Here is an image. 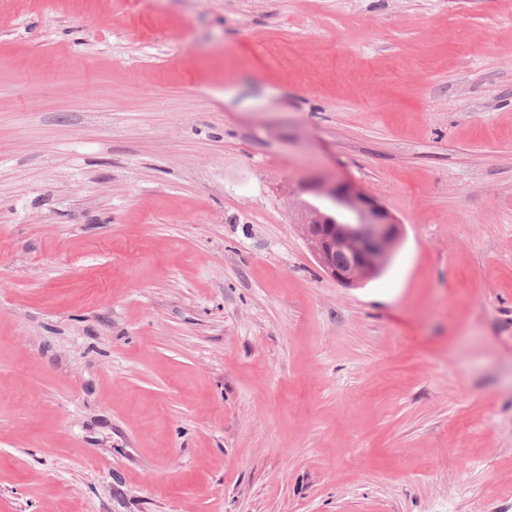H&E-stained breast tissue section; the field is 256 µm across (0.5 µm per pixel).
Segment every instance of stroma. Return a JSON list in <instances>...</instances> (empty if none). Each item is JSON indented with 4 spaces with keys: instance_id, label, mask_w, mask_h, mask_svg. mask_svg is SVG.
Listing matches in <instances>:
<instances>
[{
    "instance_id": "stroma-1",
    "label": "stroma",
    "mask_w": 512,
    "mask_h": 512,
    "mask_svg": "<svg viewBox=\"0 0 512 512\" xmlns=\"http://www.w3.org/2000/svg\"><path fill=\"white\" fill-rule=\"evenodd\" d=\"M0 512H512V0H0ZM343 211L335 220L298 207L294 224L319 269L345 287H357L382 272L403 238V224L373 196L348 180H315L301 187Z\"/></svg>"
}]
</instances>
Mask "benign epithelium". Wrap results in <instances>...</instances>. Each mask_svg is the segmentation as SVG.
I'll return each instance as SVG.
<instances>
[{"instance_id":"1","label":"benign epithelium","mask_w":512,"mask_h":512,"mask_svg":"<svg viewBox=\"0 0 512 512\" xmlns=\"http://www.w3.org/2000/svg\"><path fill=\"white\" fill-rule=\"evenodd\" d=\"M301 192L343 211L338 221L320 210L299 209L295 225L319 269L345 287H357L382 272L403 238V224L373 196L348 180H315Z\"/></svg>"}]
</instances>
